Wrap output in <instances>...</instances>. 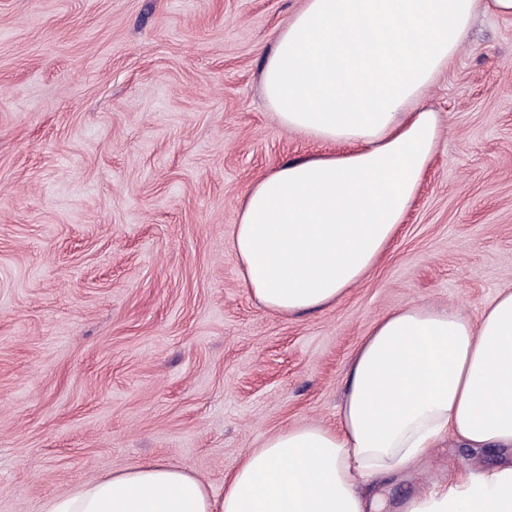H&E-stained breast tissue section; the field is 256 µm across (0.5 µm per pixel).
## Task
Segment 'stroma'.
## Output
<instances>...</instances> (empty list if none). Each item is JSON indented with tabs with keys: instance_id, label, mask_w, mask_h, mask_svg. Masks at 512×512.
Segmentation results:
<instances>
[{
	"instance_id": "stroma-1",
	"label": "stroma",
	"mask_w": 512,
	"mask_h": 512,
	"mask_svg": "<svg viewBox=\"0 0 512 512\" xmlns=\"http://www.w3.org/2000/svg\"><path fill=\"white\" fill-rule=\"evenodd\" d=\"M302 0H0V512L154 460L223 495L248 450L335 426L372 322L512 289V18L425 94L441 137L385 256L336 306L244 288L240 200L328 151L262 95ZM497 457L455 442L376 481L388 512Z\"/></svg>"
}]
</instances>
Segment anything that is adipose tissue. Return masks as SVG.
Returning <instances> with one entry per match:
<instances>
[{
    "label": "adipose tissue",
    "instance_id": "ef3b65f1",
    "mask_svg": "<svg viewBox=\"0 0 512 512\" xmlns=\"http://www.w3.org/2000/svg\"><path fill=\"white\" fill-rule=\"evenodd\" d=\"M512 0H304L262 68L279 124L332 150L272 168L245 192L232 246L251 296L292 315L339 302L377 265L440 138L422 102L478 13ZM509 463L408 500L404 512H512V291L478 319L410 305L356 349L335 428L267 438L223 497L149 462L76 484L45 512H381L370 482L414 469L446 439Z\"/></svg>",
    "mask_w": 512,
    "mask_h": 512
}]
</instances>
